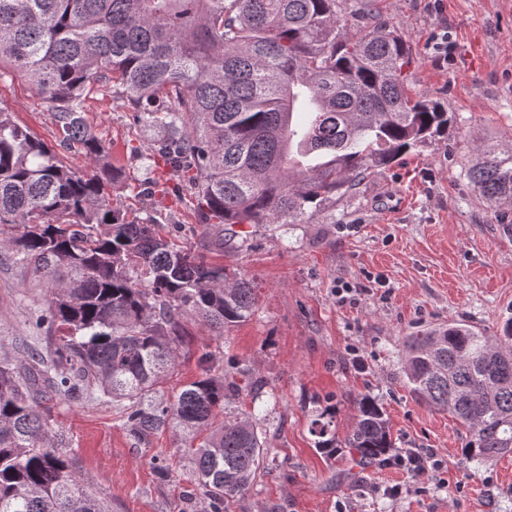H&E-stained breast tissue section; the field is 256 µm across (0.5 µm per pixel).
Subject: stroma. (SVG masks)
Listing matches in <instances>:
<instances>
[{
    "label": "stroma",
    "mask_w": 512,
    "mask_h": 512,
    "mask_svg": "<svg viewBox=\"0 0 512 512\" xmlns=\"http://www.w3.org/2000/svg\"><path fill=\"white\" fill-rule=\"evenodd\" d=\"M378 17L412 48L413 92L445 103L447 134L377 170L303 223L236 225L242 245L216 255L175 176L131 147L147 139L120 99L91 100L86 120L122 167L109 189L128 219L161 211L196 256L252 280L251 318L216 335L193 314L187 344L159 387L174 400L199 375L197 359L243 360L263 383L252 421L266 438L252 491L233 512H512V455L467 461L466 433L446 411L415 398L402 372L405 337L451 321L497 336L512 319V209L484 201L467 172L481 143L512 147V0H374ZM447 53H440V41ZM0 108L54 143L53 110L18 73L0 81ZM50 298L29 267L0 261V361L26 366L54 356V339L33 323ZM375 398L396 450L436 449L440 471L356 464L344 442L356 425V396ZM49 434L70 450L112 512H204L195 474L175 429L137 443L98 388L43 406ZM334 414L337 448H316L310 423ZM400 486V497L389 496Z\"/></svg>",
    "instance_id": "35a3bbf8"
}]
</instances>
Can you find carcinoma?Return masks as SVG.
Returning <instances> with one entry per match:
<instances>
[{"label": "carcinoma", "instance_id": "1", "mask_svg": "<svg viewBox=\"0 0 512 512\" xmlns=\"http://www.w3.org/2000/svg\"><path fill=\"white\" fill-rule=\"evenodd\" d=\"M338 0H0V57L54 110L58 146L0 108V255L51 288L36 321L61 333L55 363L0 364V512H111L71 457L47 439L40 402L93 384L121 404L139 442L186 432L205 512H231L252 488L265 438L228 397H257L245 364L201 374L172 403L157 386L175 368L189 311L215 333L255 311V288L235 271L183 251L153 215L128 221L107 186L122 178L84 118L97 95L125 98L154 131L147 151L179 178L172 194L196 202L210 245L224 226L297 224L349 194L451 121L439 100L413 97L412 49L366 14L351 37ZM79 153L90 170L65 164ZM468 171L480 196L512 208V151L481 147ZM221 374H216V371ZM413 393L449 412L468 440L465 459L512 453V321L491 337L450 322L405 342ZM345 446L381 462L394 447L377 401L363 396ZM315 446L336 448L334 420L310 424Z\"/></svg>", "mask_w": 512, "mask_h": 512}]
</instances>
